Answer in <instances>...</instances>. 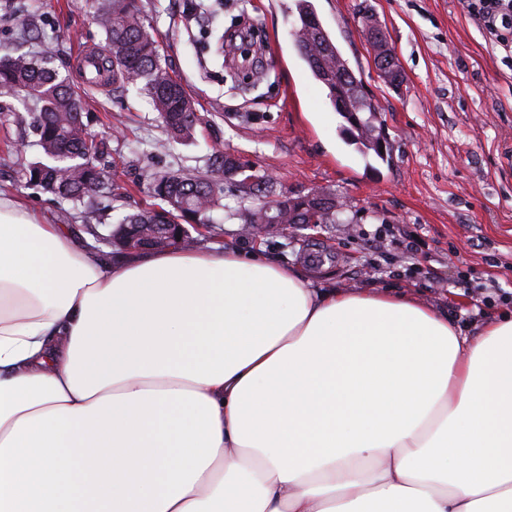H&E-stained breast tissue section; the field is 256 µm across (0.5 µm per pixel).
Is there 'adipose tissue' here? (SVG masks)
<instances>
[{"label": "adipose tissue", "mask_w": 512, "mask_h": 512, "mask_svg": "<svg viewBox=\"0 0 512 512\" xmlns=\"http://www.w3.org/2000/svg\"><path fill=\"white\" fill-rule=\"evenodd\" d=\"M0 512H512V317L0 197Z\"/></svg>", "instance_id": "obj_1"}]
</instances>
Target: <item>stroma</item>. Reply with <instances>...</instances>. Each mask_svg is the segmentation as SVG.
<instances>
[{"label":"stroma","instance_id":"35a3bbf8","mask_svg":"<svg viewBox=\"0 0 512 512\" xmlns=\"http://www.w3.org/2000/svg\"><path fill=\"white\" fill-rule=\"evenodd\" d=\"M139 2L162 64L198 116L191 139H171L136 85L103 92L83 84L75 50L105 41L97 0H0V46L36 55L52 45L55 69L75 86L82 120L103 143L116 198L106 211L94 199L99 223L154 208V174L179 169L210 177L215 155L224 154L268 176L269 184L262 196H250L224 176L200 242L280 258L324 286L410 295L472 331L505 313L498 299H486L485 288L495 282L512 291V69L459 0H313L380 109L386 163L342 139V117L294 46L291 0H228L224 26L249 37L253 56L233 55L221 65L212 60L209 25L192 14V0ZM369 15L404 74L401 85L379 76L363 31ZM30 120L20 104L0 105V193L50 223L71 226L84 245L123 255V248L99 241L70 202L30 182L28 168L38 156ZM312 194L346 202L340 220L244 233V217L260 201ZM382 224L421 237L415 260L404 258L398 242L369 241ZM311 244L334 250L338 266L304 262ZM460 273L468 287H454Z\"/></svg>","mask_w":512,"mask_h":512}]
</instances>
